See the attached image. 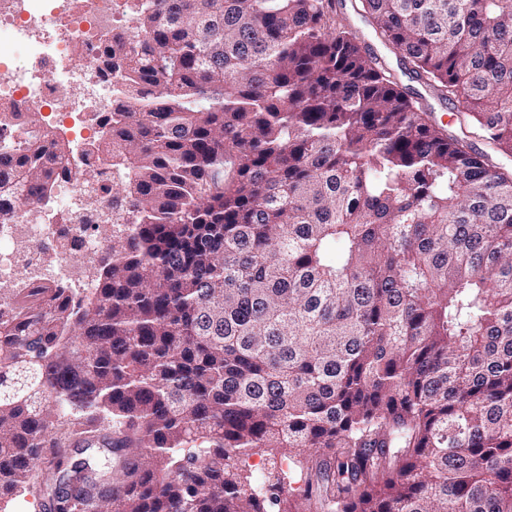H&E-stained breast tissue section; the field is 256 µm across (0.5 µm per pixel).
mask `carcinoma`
I'll list each match as a JSON object with an SVG mask.
<instances>
[{
    "instance_id": "carcinoma-1",
    "label": "carcinoma",
    "mask_w": 512,
    "mask_h": 512,
    "mask_svg": "<svg viewBox=\"0 0 512 512\" xmlns=\"http://www.w3.org/2000/svg\"><path fill=\"white\" fill-rule=\"evenodd\" d=\"M138 2L126 223L0 310V512H512V0H355L458 134L332 0ZM73 152L1 137L0 204Z\"/></svg>"
}]
</instances>
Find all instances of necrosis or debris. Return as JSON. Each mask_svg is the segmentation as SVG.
Segmentation results:
<instances>
[{"label": "necrosis or debris", "instance_id": "obj_1", "mask_svg": "<svg viewBox=\"0 0 512 512\" xmlns=\"http://www.w3.org/2000/svg\"><path fill=\"white\" fill-rule=\"evenodd\" d=\"M3 30L18 52L0 56V105L18 123L93 142L99 114L111 111L116 99L112 80L98 74L99 48L137 36L130 0H0ZM111 181L105 158L94 156L60 174L50 220L39 219L36 203L0 217V300L44 277L88 287L86 273L109 243L98 226L112 214V197L101 194L94 211L84 200L96 184Z\"/></svg>", "mask_w": 512, "mask_h": 512}]
</instances>
